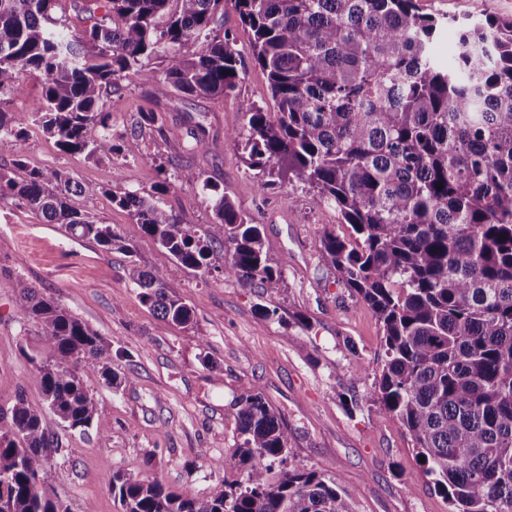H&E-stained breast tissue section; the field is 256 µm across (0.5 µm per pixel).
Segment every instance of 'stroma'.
I'll return each mask as SVG.
<instances>
[{
  "label": "stroma",
  "instance_id": "35a3bbf8",
  "mask_svg": "<svg viewBox=\"0 0 512 512\" xmlns=\"http://www.w3.org/2000/svg\"><path fill=\"white\" fill-rule=\"evenodd\" d=\"M417 5L438 17L461 18L479 9L512 17V0ZM23 81V94L5 96L0 108L25 121L27 166L60 170L94 187V194L72 197V204L124 235L141 268L163 271L170 292L193 311L190 328L164 325L131 283L126 253L44 223L25 205L0 201V409L10 408L20 392L32 404L43 402L38 373L22 352L37 337L25 331L16 311L20 281L110 341L112 367L121 379L114 390L97 375L83 378L99 401L109 439L100 441L93 430L63 433L55 489L72 512L88 503L95 512H119L108 490L116 472L155 477L199 498L217 482L237 479L234 400L251 382L288 428V467L335 477L353 512H448L406 430L381 418L372 403L384 356L382 329L370 308L339 283L320 249L325 231L346 235L349 226L334 207L312 206L301 186L259 196L238 148L226 138L246 123L239 101L272 109L263 71L248 60L233 99L182 95L159 101L147 87L119 81L111 96L110 132L122 150L109 159L61 150L38 123L41 76L31 73ZM145 112L157 113L158 123H142ZM200 126L209 142L204 153L193 148ZM198 172L263 225L271 262L288 261L282 281L249 288L219 272L200 278L141 234L108 194L114 188L149 195L167 181L164 207L183 223L209 224L214 214L208 200L186 179ZM261 305L274 309V317H262ZM361 365L366 375H356ZM149 455L154 465L148 470L143 461ZM211 458L223 459V471L209 468Z\"/></svg>",
  "mask_w": 512,
  "mask_h": 512
}]
</instances>
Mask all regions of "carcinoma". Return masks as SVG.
Listing matches in <instances>:
<instances>
[{
  "instance_id": "cac0c4a2",
  "label": "carcinoma",
  "mask_w": 512,
  "mask_h": 512,
  "mask_svg": "<svg viewBox=\"0 0 512 512\" xmlns=\"http://www.w3.org/2000/svg\"><path fill=\"white\" fill-rule=\"evenodd\" d=\"M82 3L71 33L56 11ZM416 0H0V94L21 95V77L43 79L39 123L64 151L112 158L108 95L124 77L156 99L233 97L245 68L235 41L214 34L231 7L266 73L273 111L239 102L241 147L259 195L302 185L311 204L335 206L348 237L327 232L324 260L383 328L385 361L374 404L409 432L450 512H512V18L455 21L448 63L430 46L440 32ZM162 53L165 66L143 60ZM22 120L0 111V149L20 179L0 174V201L14 199L48 224L131 258L128 275L161 322L186 328L192 310L160 271L134 260L128 240L72 206L94 194L58 170L24 169ZM213 222L185 224L161 205L169 184L146 197L112 192L139 232L182 267L203 274L222 247L224 277L282 280L263 225L202 174L193 177ZM443 188H437V185ZM20 320L35 328L27 358L44 402L64 430L98 425L83 383L117 385L112 346L72 311L22 285ZM240 479L198 499L156 478L112 475L120 512H352L336 480L285 469L288 428L250 384L236 398ZM61 436L18 392L0 411V512H70L54 492Z\"/></svg>"
}]
</instances>
